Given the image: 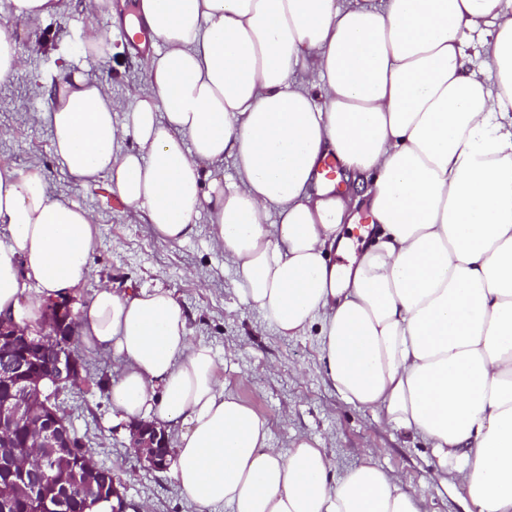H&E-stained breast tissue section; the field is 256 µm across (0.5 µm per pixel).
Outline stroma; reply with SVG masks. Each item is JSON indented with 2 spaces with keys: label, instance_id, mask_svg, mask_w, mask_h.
I'll use <instances>...</instances> for the list:
<instances>
[{
  "label": "stroma",
  "instance_id": "1",
  "mask_svg": "<svg viewBox=\"0 0 512 512\" xmlns=\"http://www.w3.org/2000/svg\"><path fill=\"white\" fill-rule=\"evenodd\" d=\"M11 0H0V27L12 30L26 66L0 83V166L40 168L47 189L97 217L92 247L93 278L69 301L81 311L100 284L119 289L165 288L188 315L194 342L209 347L224 372L226 391L264 416L273 447L288 449L297 438L325 449L334 474L365 459L402 481L420 512H464L463 494L443 488L431 474L436 460L427 439L389 426L380 410L352 404L329 380L315 331L279 335L261 312L237 290L238 275L209 239V214L200 211L187 240L160 246L138 214L115 203L108 177L85 187L72 184L58 165L46 125L30 122L27 112H47L51 89L79 71L104 80L109 93L134 107L145 86L140 54L110 16L99 25L116 52L101 58L86 52L85 0H66L62 11L11 26ZM82 381L66 389L62 407L78 437L99 466L120 479L130 512L148 504L150 512H199L185 499L170 472L148 468L130 446L129 424L112 410L108 387L122 362L106 351H84Z\"/></svg>",
  "mask_w": 512,
  "mask_h": 512
}]
</instances>
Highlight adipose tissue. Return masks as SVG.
I'll list each match as a JSON object with an SVG mask.
<instances>
[{"instance_id":"adipose-tissue-1","label":"adipose tissue","mask_w":512,"mask_h":512,"mask_svg":"<svg viewBox=\"0 0 512 512\" xmlns=\"http://www.w3.org/2000/svg\"><path fill=\"white\" fill-rule=\"evenodd\" d=\"M123 23L164 50L133 110L75 72L28 113L58 162L81 185L108 174L162 245L208 210L280 335L317 329L337 391L427 438L467 512H512V0H139ZM363 216L373 244L336 266ZM94 226L38 171L0 167V315L32 325L85 287ZM79 326L122 359L113 410L180 425L172 476L203 510L419 512L372 461L333 479L307 440L272 447L170 290L98 287Z\"/></svg>"}]
</instances>
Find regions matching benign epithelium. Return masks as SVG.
<instances>
[{"instance_id":"benign-epithelium-1","label":"benign epithelium","mask_w":512,"mask_h":512,"mask_svg":"<svg viewBox=\"0 0 512 512\" xmlns=\"http://www.w3.org/2000/svg\"><path fill=\"white\" fill-rule=\"evenodd\" d=\"M50 331L34 335L11 319H0V469L24 479L19 491H29L30 482L41 475L29 467L27 448H71L72 431L54 408L55 395L81 379L82 364L71 347L68 324H76L66 301L50 304ZM25 431L24 448L14 442L18 430ZM131 447L140 460L155 471L168 467L170 437L166 430L147 422L131 428ZM100 471L86 455L69 479L51 483L58 512L72 506L70 487L92 488Z\"/></svg>"}]
</instances>
